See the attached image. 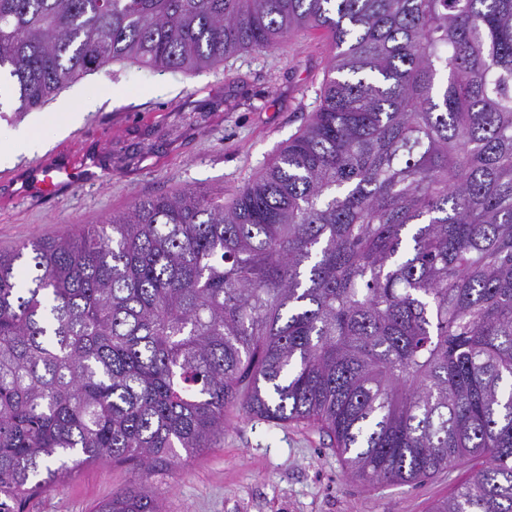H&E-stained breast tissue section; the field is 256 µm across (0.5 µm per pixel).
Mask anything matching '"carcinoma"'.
Wrapping results in <instances>:
<instances>
[{
	"label": "carcinoma",
	"mask_w": 512,
	"mask_h": 512,
	"mask_svg": "<svg viewBox=\"0 0 512 512\" xmlns=\"http://www.w3.org/2000/svg\"><path fill=\"white\" fill-rule=\"evenodd\" d=\"M309 30V123L229 200L186 188L0 251V512L100 460L149 484L224 411L330 433L363 482L482 460L432 512H512V0H0V90L201 72Z\"/></svg>",
	"instance_id": "carcinoma-1"
}]
</instances>
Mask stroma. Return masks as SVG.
<instances>
[{
	"mask_svg": "<svg viewBox=\"0 0 512 512\" xmlns=\"http://www.w3.org/2000/svg\"><path fill=\"white\" fill-rule=\"evenodd\" d=\"M335 48L313 30L274 49L243 52L198 73L115 63L70 84L41 108L0 112V138L39 120L51 139L42 155L0 170V250L32 236L53 237L125 211L134 199L197 188L231 195L255 178L309 121ZM99 98L96 109L57 135L63 100ZM96 164L94 184L72 183L56 197L24 198L45 164ZM476 460L435 472L416 485H366L350 476L325 430L226 414L219 447L183 457L150 483L166 512H430L479 468ZM131 466H85L27 499L22 512H92L130 486Z\"/></svg>",
	"mask_w": 512,
	"mask_h": 512,
	"instance_id": "obj_1",
	"label": "stroma"
}]
</instances>
